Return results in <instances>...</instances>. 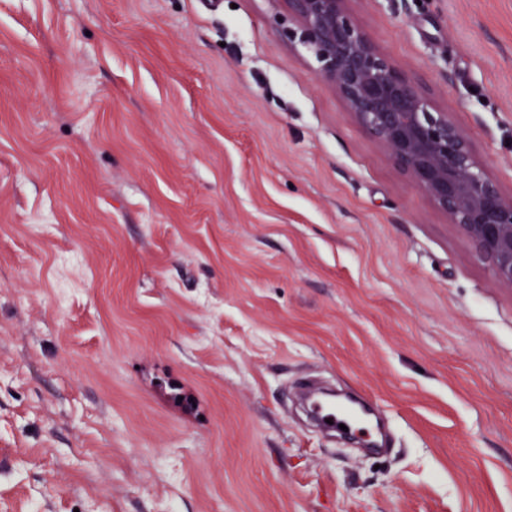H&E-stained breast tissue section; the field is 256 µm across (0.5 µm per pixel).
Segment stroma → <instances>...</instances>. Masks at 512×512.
<instances>
[{
	"label": "stroma",
	"instance_id": "stroma-1",
	"mask_svg": "<svg viewBox=\"0 0 512 512\" xmlns=\"http://www.w3.org/2000/svg\"><path fill=\"white\" fill-rule=\"evenodd\" d=\"M351 7L512 196V0ZM291 26L0 0V512H512V289ZM318 413L321 422L320 425L326 431H335L340 429L339 424H344L347 428L356 424L353 415L344 406H336V404H333L326 408H320ZM329 418H332L333 424L325 422V419Z\"/></svg>",
	"mask_w": 512,
	"mask_h": 512
}]
</instances>
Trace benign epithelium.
<instances>
[{"mask_svg": "<svg viewBox=\"0 0 512 512\" xmlns=\"http://www.w3.org/2000/svg\"><path fill=\"white\" fill-rule=\"evenodd\" d=\"M288 38L357 125L390 155L486 263L512 288V198L474 155L452 112L381 50L357 22L352 0H282Z\"/></svg>", "mask_w": 512, "mask_h": 512, "instance_id": "benign-epithelium-1", "label": "benign epithelium"}]
</instances>
